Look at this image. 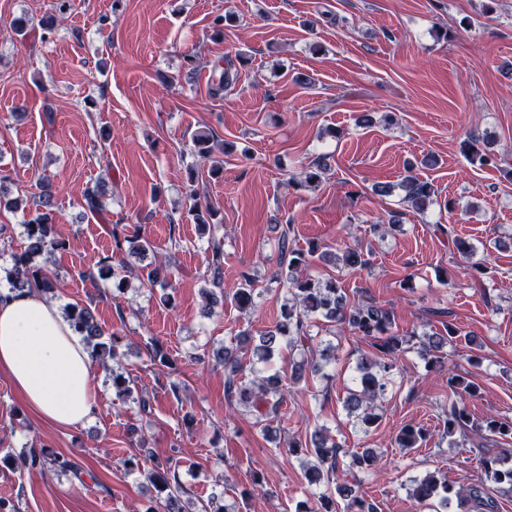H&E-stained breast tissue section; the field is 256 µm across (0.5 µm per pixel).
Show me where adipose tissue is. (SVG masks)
<instances>
[{
    "instance_id": "ef3b65f1",
    "label": "adipose tissue",
    "mask_w": 512,
    "mask_h": 512,
    "mask_svg": "<svg viewBox=\"0 0 512 512\" xmlns=\"http://www.w3.org/2000/svg\"><path fill=\"white\" fill-rule=\"evenodd\" d=\"M0 372L54 426H75L97 410V365L39 288L0 292Z\"/></svg>"
}]
</instances>
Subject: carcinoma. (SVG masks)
<instances>
[{"label":"carcinoma","instance_id":"obj_1","mask_svg":"<svg viewBox=\"0 0 512 512\" xmlns=\"http://www.w3.org/2000/svg\"><path fill=\"white\" fill-rule=\"evenodd\" d=\"M245 63L248 58L239 53L236 59L227 58L214 63L213 84L210 94L213 97L224 95V88L232 84L230 71L234 62ZM196 155L203 161L212 158L213 144L209 133L202 131L195 135ZM462 151L473 165L488 166L494 163V142L480 134H471L463 141ZM416 166L410 165L398 186L378 184L374 191L380 196H389L394 190L402 192V202L415 212L423 214L434 205H444L450 211L456 209L458 202L450 199L445 203L438 201L435 186L418 176ZM329 170L327 156L322 155L302 166L300 177L294 180L298 189H315ZM48 193L30 195L24 199L10 201V206L23 211L28 216L24 222L27 246L21 253L14 255L11 267L3 269L9 290H23L38 286L49 298H54L57 291L58 274L52 269L55 253L66 249V239L54 231L55 220L48 208ZM191 201L189 214L195 223L204 228L212 224L213 210L202 202L196 190L188 193ZM84 206L91 212L98 213L104 208L102 192L97 186L90 187L84 194ZM113 251L145 253L150 249V242L137 236L125 234L119 227L112 228ZM280 248V276L286 284L290 298L281 306L280 319L272 329L260 334L259 344L250 346L251 337L242 332L236 337V344L224 346L216 353V359L224 366V387L228 394L234 396L238 404L256 413V424L261 431L269 433L265 418L277 413L285 401L288 392L287 383L277 372L257 368L259 364L268 363L281 348H301L313 351L316 336L312 334L311 318L318 316L333 326H343L357 335L369 339L375 349L373 357H364L356 365L355 389L351 390L344 401L345 409L353 414L365 429L378 426L381 415L376 412L375 402L381 400L394 377L399 373V361L406 353L416 352L425 361V367L431 371L442 364L444 348L452 344L458 329L451 323H442L439 332L418 334L416 331L405 334L395 327L391 312L375 300L352 299L340 282L314 278L307 274L311 258L317 247L303 250L289 241L288 231H282ZM40 258L42 263L34 260ZM319 259L325 263L338 262L345 269L365 267L370 263L368 256L356 248L345 246L339 253L322 252ZM224 252L220 243H213L210 259V284L215 292H224L222 269ZM98 276L102 279H114L116 289H121L126 280L112 267V257L99 261ZM239 287L232 295L235 306L244 312L256 307L254 278L247 271L240 275ZM64 318L74 331L81 336L90 355L108 372L112 389L119 395L129 397L133 393L134 380L121 370L118 347L120 338L112 335L105 339L96 323L92 312L86 307L68 305L64 308ZM252 350V372L254 377L243 376V355ZM334 348L327 344L319 350V359L296 366L293 379L301 378L307 369L313 373L320 370L318 361L331 358ZM470 430L475 435L473 447L486 448L497 437L512 436V422H506L496 416H488L480 421L471 417L462 402L451 401L443 419V433L452 437L458 432ZM427 430L418 425L407 424L400 428L395 442L402 448H418L426 441ZM288 451L295 454L307 452L312 459L304 465L305 478L309 485L326 484L334 490L314 498L310 504L300 503L295 512H336V498L346 501V512H379V506L372 500L356 493L348 484L346 476L354 471L377 468L380 459L377 453L368 448L360 451H347L343 461L339 458L341 445L329 435L317 431L312 436V448H306L298 442L288 443ZM21 464L30 470L54 468L61 472L72 471L75 463L63 455L48 449L32 450L22 455ZM484 480L499 485H507L512 491V465L498 456L484 455L479 460ZM158 492L159 508L147 512H189L181 503L182 488L178 481L171 479V468H156L148 472ZM409 494L422 508L438 504L442 512H449L452 504L469 505L474 512H497L496 501L485 491L484 485L467 490L448 483L445 474L438 470L428 471L425 475L411 480Z\"/></svg>","mask_w":512,"mask_h":512}]
</instances>
